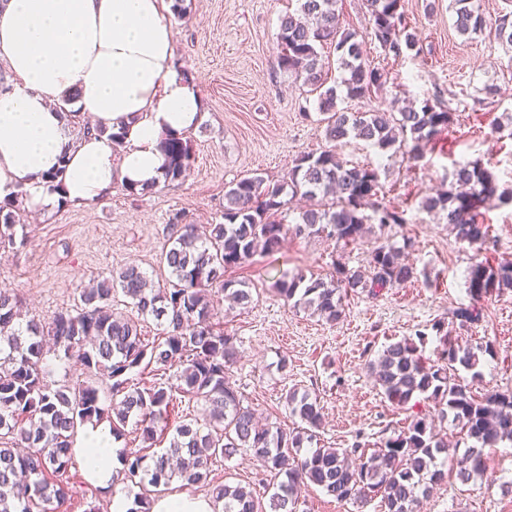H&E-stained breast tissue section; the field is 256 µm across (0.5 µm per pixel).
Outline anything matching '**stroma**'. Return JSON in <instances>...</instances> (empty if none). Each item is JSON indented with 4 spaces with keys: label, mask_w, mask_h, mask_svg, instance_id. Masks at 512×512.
<instances>
[{
    "label": "stroma",
    "mask_w": 512,
    "mask_h": 512,
    "mask_svg": "<svg viewBox=\"0 0 512 512\" xmlns=\"http://www.w3.org/2000/svg\"><path fill=\"white\" fill-rule=\"evenodd\" d=\"M190 13L176 17L174 60L192 78L202 97L203 117L190 131L195 160L180 182L131 197L122 187L88 208L57 207L38 217L20 213L27 237L19 250L0 254V289L19 293L22 317L49 318L75 306L81 289L95 285L129 264L138 265L154 286H165L168 271L160 262L168 245L169 216L185 211L194 223L221 222L224 190L247 174L274 184L287 176L296 158L327 148L315 95L277 66L282 17L297 0H189ZM450 0H403V10L418 39L417 52L400 60L386 57L367 34L365 0H339L343 27L365 35L364 55L389 71L375 97L345 101L352 112L398 109L425 100L449 103L454 121L424 160L378 151L361 140L340 148L342 158L373 162L387 204L404 210L406 224L380 232L370 226L357 244L344 247L326 238L285 236L280 248L255 256L241 269L257 293L251 306L224 309L219 319L236 338L238 361L232 381L244 403L261 418L288 428L293 424L284 396L288 389L315 391L320 398L322 444L346 448L357 433L378 442L386 428H400L406 413L383 395L368 368L389 343L423 334L426 357H433L435 325L463 341H491L475 387L512 391V288L473 302L467 283L474 249L458 243L436 213L422 208L425 196L447 187L454 169L478 161L498 184L512 188V47L488 35H462L454 26ZM500 89L494 101L481 90ZM491 241L481 255L490 264L512 261V203L491 202L484 213ZM396 244L411 240L405 253L416 268L414 282L373 295L349 296L340 320L327 321L298 310L271 286L280 273L326 274L334 264L365 268L381 235ZM478 306L480 321L462 325L457 309ZM68 491L67 512H84L96 502L106 512L112 494L132 492L159 500L174 494L210 496L220 483L241 484L255 496L267 494L268 482L251 456L216 459L208 483L173 481L154 488L118 478L102 490L72 463L61 478ZM512 443L485 451V474L468 483L446 479L420 506V512H512ZM303 512H384L379 499L338 501L319 488H302Z\"/></svg>",
    "instance_id": "stroma-1"
}]
</instances>
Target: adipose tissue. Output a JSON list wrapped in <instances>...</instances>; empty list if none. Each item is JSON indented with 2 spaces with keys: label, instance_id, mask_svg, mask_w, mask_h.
Wrapping results in <instances>:
<instances>
[{
  "label": "adipose tissue",
  "instance_id": "adipose-tissue-1",
  "mask_svg": "<svg viewBox=\"0 0 512 512\" xmlns=\"http://www.w3.org/2000/svg\"><path fill=\"white\" fill-rule=\"evenodd\" d=\"M169 0H0V204L43 214L96 204L117 184L160 187L169 132L197 128L196 85L174 67ZM92 130L72 140L65 111ZM123 132L122 146L110 135ZM61 172V181L52 173ZM124 450L107 422L87 425L75 454L110 488Z\"/></svg>",
  "mask_w": 512,
  "mask_h": 512
}]
</instances>
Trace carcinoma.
I'll return each mask as SVG.
<instances>
[{
  "label": "carcinoma",
  "instance_id": "cac0c4a2",
  "mask_svg": "<svg viewBox=\"0 0 512 512\" xmlns=\"http://www.w3.org/2000/svg\"><path fill=\"white\" fill-rule=\"evenodd\" d=\"M338 0H297L298 8L281 19L277 66L302 82L316 96L325 139L335 148L302 155L288 178L272 186L256 174L231 182L224 191V222L200 226L180 212L167 223L170 247L163 263L170 273L167 287H154L136 265H128L80 294L71 309L55 312L45 321L31 319L20 326V298L0 290V512H48L61 507L64 486L49 479L66 473L73 459L79 425L111 419L118 431L136 419L144 441L156 434L174 395L205 406L204 419L189 417L174 428L170 446L151 456L141 448L126 455V478L165 486L178 478L188 484L207 481L213 459L246 453L278 479L268 501L240 484L216 485L215 512H297L301 489L319 487L338 501L381 498L384 512H414L419 499L455 472L463 483L483 473L484 450L512 443V392L479 394L456 375L461 367L479 376L480 356L492 353L491 343L462 344L439 337L438 358L429 361L415 342L404 338L386 345L369 361L375 382L388 400L401 408L434 402L437 416L417 412L407 426L383 437L366 453L358 440L348 448L313 445L322 424L316 393L296 388L284 399L289 416L300 425L286 430L277 423L261 424L243 406L230 371L236 363L234 337L224 332L218 317L220 301L238 306L253 302L252 285L225 278L229 269L243 267L262 253L278 249L287 232L300 237H326L348 246L364 236L366 225L404 224V212L386 204L380 193L379 168L339 157L336 146L351 139L393 153L405 152L420 161L427 147L453 122V113L429 100L418 107L392 112H350L338 102L380 93L388 72L364 58L363 41L355 29L341 26ZM371 36L395 60L416 47L409 32L402 0H368ZM454 24L462 35L486 31V21L474 0H451ZM495 41L512 47V16L504 14L489 31ZM334 47L342 71L327 85L320 50ZM168 164L164 181L181 180L194 161L191 140L169 133L160 142ZM301 196L309 207L287 227L290 199ZM512 200V189L498 191L496 179L478 163L461 164L448 188L423 198L422 206L443 216L455 238L483 244L490 226L484 210L493 198ZM22 203L0 205V250H17L26 237L17 236ZM416 269L404 262L401 250L382 243L370 253L368 269L336 267L330 277L282 273L272 289L285 301L330 321L340 319L343 300L367 290L373 294L415 278ZM512 288V262L493 266L477 261L468 270V291L475 301ZM129 300L136 315L112 309L116 293ZM153 319L165 327L162 340L147 344L141 322ZM72 355L89 373L74 390L53 389L46 382V356ZM153 364L160 381L140 388L127 372L142 362ZM111 380L110 406L93 376ZM459 429L465 448L452 446L436 433L434 418Z\"/></svg>",
  "mask_w": 512,
  "mask_h": 512
}]
</instances>
